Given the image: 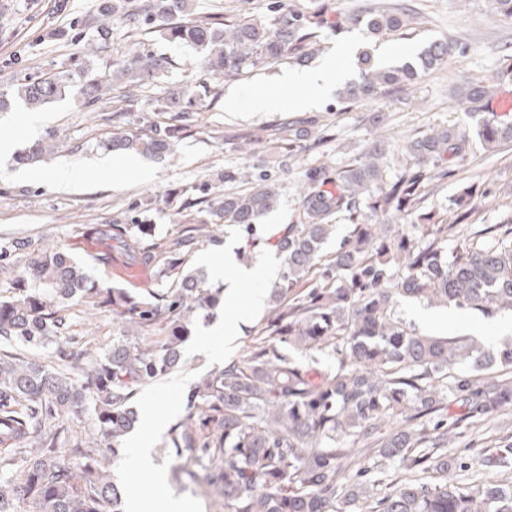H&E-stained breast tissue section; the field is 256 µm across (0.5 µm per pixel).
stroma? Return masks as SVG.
Instances as JSON below:
<instances>
[{
  "mask_svg": "<svg viewBox=\"0 0 512 512\" xmlns=\"http://www.w3.org/2000/svg\"><path fill=\"white\" fill-rule=\"evenodd\" d=\"M402 1L415 10V21L406 30L375 42L361 31L323 29L322 51L316 55V62L332 61L345 80L358 79L359 69L348 51L353 36L360 48L374 50L388 65L414 60L430 42L446 37L458 40L463 53L454 54L445 67L425 75L407 97L369 101L348 109L342 107L336 95L326 97L312 114L326 119L332 137L304 153V161L345 166L371 144L369 129L377 113L383 115L386 129L402 142L436 125L469 124V117L457 107L459 88L467 80L498 75L505 67L502 46L512 43V21L497 14L492 0H470L465 7L459 0L386 3L393 6ZM102 4L103 0H0V90L63 70H80L102 78L111 72L113 60L135 53H161L172 60V68L161 82L121 101L108 95L87 108L70 98L57 101L40 109L43 121L33 127L24 122L29 110L22 102L0 111V139L12 145L10 154L0 155V244L15 238L42 241L45 247L68 251L96 283L144 296L161 288L154 269L143 267L140 283L126 280L115 271L113 263L100 261L98 250L79 247L83 226L127 223L139 216L152 224L156 242L173 238L196 216L195 210L183 209V199L198 197L199 187L207 184L212 185L213 195L223 194V186L214 185L213 178L225 167L247 161L262 164L269 155L272 130L299 117L294 102L305 90L285 87L278 111H249L252 96L268 79L288 69V61L283 60L232 80L240 102L237 111H227L223 98H199L194 93L198 83L208 77L201 53L145 30L131 31L126 8L115 12L110 24L112 34L102 48L89 50L87 41L96 35ZM175 87L187 88L190 108L182 116L186 132L173 152L159 158L138 155L131 159L127 154L101 148V141L112 135L144 134L150 125L168 121V113L156 111L155 99L165 89ZM239 136L254 140L253 156L234 149L231 141ZM45 139L57 144L55 155L39 164L22 166V152ZM62 164L74 170L75 181L59 186L46 180V173ZM19 168L26 169V178H12V171ZM144 168L153 170V179L141 177ZM472 184L479 185L482 194L472 203L470 223L458 225L459 236L470 234L478 224L498 225L503 235L511 232L512 226L501 223L500 216L512 208V143L495 152L477 151L470 161L455 167L448 178L439 181L426 201L427 208L444 211L463 188ZM399 309L405 321L424 334L472 337L496 346L512 340V329L503 331L498 327L500 321L512 320L508 311L487 316L452 304L435 307L406 298L400 299ZM67 313L75 342H85L93 335L99 344L111 343V314L81 306L68 308ZM209 317L206 311L193 317L183 345V366L142 387L133 400L137 410L148 409L161 416L165 430L184 418L187 397L197 377L223 368L210 357L214 338L202 331ZM507 442H512V411L478 428L448 436L449 450L469 459ZM109 473L118 485L136 493L137 505L127 512H158L168 496L190 501L195 512H214L211 500L179 489L167 478L158 484L152 475L128 473L122 460L111 462Z\"/></svg>",
  "mask_w": 512,
  "mask_h": 512,
  "instance_id": "1",
  "label": "stroma"
}]
</instances>
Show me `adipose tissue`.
<instances>
[{
  "mask_svg": "<svg viewBox=\"0 0 512 512\" xmlns=\"http://www.w3.org/2000/svg\"><path fill=\"white\" fill-rule=\"evenodd\" d=\"M335 80L336 72L329 63L315 69H292L276 75L271 87L252 98L250 108L255 112L277 111L282 105L278 87L300 85L306 88L307 93L296 101L295 106L306 110L321 100ZM240 247L241 243L236 236H228L224 240L223 260L207 265L211 278L224 284L225 303L241 307L237 315L218 317L210 324L209 335L219 339L212 349V355L217 360L223 359L225 352L231 349L245 327L262 313L268 302L266 287L277 279L280 270L279 261L270 250L262 251L252 262L239 263L236 252Z\"/></svg>",
  "mask_w": 512,
  "mask_h": 512,
  "instance_id": "adipose-tissue-1",
  "label": "adipose tissue"
}]
</instances>
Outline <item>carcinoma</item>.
<instances>
[{"label":"carcinoma","instance_id":"obj_1","mask_svg":"<svg viewBox=\"0 0 512 512\" xmlns=\"http://www.w3.org/2000/svg\"><path fill=\"white\" fill-rule=\"evenodd\" d=\"M252 2L237 0L230 17L198 20L192 0H142L128 17L198 50L216 80L284 59L305 62L319 51L324 26L383 37L410 22L405 11L375 4L333 18L322 0L288 11L270 0L262 13L252 12ZM456 51L463 49L454 40L433 41L415 61L394 68L376 66L366 53L360 80L346 84L342 100L406 94ZM170 67L167 56L143 53L112 62L106 82L61 71L0 93V109L13 100L37 109L68 94L89 105L106 89L131 94ZM493 89L490 79L467 81L462 111L486 112ZM162 108L178 118L185 93L167 92ZM312 127H322L319 118L275 130L277 175L264 166L224 168V195L165 243H144L149 224L85 229L126 261L154 268L171 282L165 294L135 297L102 286L68 254L44 251L29 238L0 251V259H26L15 287L0 294V436L9 440L0 454V512H19L21 502L39 512H125L126 490L101 466V449L70 440L64 418L92 403L105 447L114 458L123 453L139 420L131 401L141 387L182 367L191 318L219 302V292L184 265L206 224L241 227L243 256L263 243L283 258L284 270L245 359L201 375L186 415L170 428L168 444L187 452L171 470L174 483L199 487L224 512H512V484L489 476L509 464L512 443L481 460V480L448 479L468 469L448 452V428L512 408V343L493 349L474 339L422 335L397 310L399 296L512 310V237L487 226L450 250L448 233L470 217V197L458 198L450 214L422 211L429 187L473 157V139L486 151L512 142V120H484L471 132L434 127L407 142L405 163L394 174L375 142L344 168L311 164L294 182L296 220L263 239L256 224L279 208ZM180 135L179 125L159 123L101 147L160 157ZM342 216L352 234L327 259L324 246ZM410 218L414 223L404 224ZM70 303L112 314L115 333L101 354L70 349ZM15 345L55 346L57 368L11 350ZM294 352L309 362H297ZM321 355L336 367L320 368Z\"/></svg>","mask_w":512,"mask_h":512}]
</instances>
